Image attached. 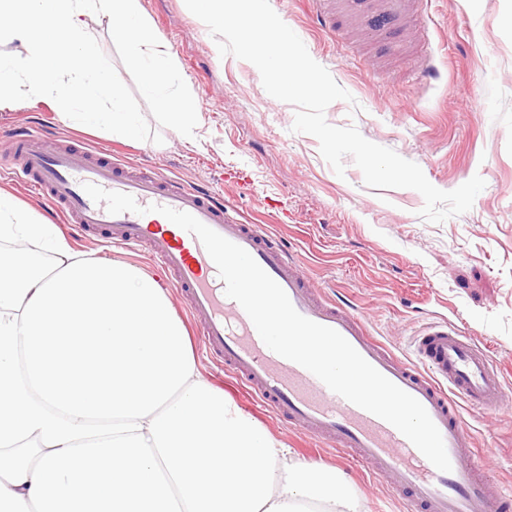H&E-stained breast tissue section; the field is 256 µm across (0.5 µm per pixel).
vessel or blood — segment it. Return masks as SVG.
<instances>
[{"instance_id": "obj_1", "label": "vessel or blood", "mask_w": 512, "mask_h": 512, "mask_svg": "<svg viewBox=\"0 0 512 512\" xmlns=\"http://www.w3.org/2000/svg\"><path fill=\"white\" fill-rule=\"evenodd\" d=\"M375 17L377 35L411 20L410 0H345ZM0 175L46 199L60 221L91 232L105 230L112 244L145 249L163 284L186 299L209 353L223 362L235 385L270 407L289 427L348 453L384 479L405 512H512V493L490 481L474 450L464 412L484 417L512 408V384L496 361L457 323L433 320L397 355L344 301L314 288L299 257L263 225L245 221L221 195L154 167L133 166L104 149L72 139L50 142L35 129L11 135ZM132 195L143 213L110 214L83 183ZM185 211L248 251L284 289L304 317L338 331L373 367L415 397L438 427L452 469L439 471L396 428L331 391L311 372L269 349L252 321L225 294L217 268L195 235L156 213Z\"/></svg>"}]
</instances>
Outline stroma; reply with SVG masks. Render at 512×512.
Returning a JSON list of instances; mask_svg holds the SVG:
<instances>
[{
  "mask_svg": "<svg viewBox=\"0 0 512 512\" xmlns=\"http://www.w3.org/2000/svg\"><path fill=\"white\" fill-rule=\"evenodd\" d=\"M402 51L389 57L359 19L336 16V30L316 22L318 0H270L311 57L353 97L325 112L369 141L417 163L428 181L451 191L473 176L485 188L472 208L440 224L421 219L422 195L369 188L353 161L337 176L318 140L292 132L295 106L264 89L258 69L220 56L207 26L184 0H141L154 29L199 97L193 137L162 129L163 144L125 141L71 126L53 100L33 97L0 106V128L36 127L115 151L132 164L203 183L242 216L291 245L315 285L343 299L395 353L427 321L456 322L486 347L512 379V0H412ZM440 72L425 83L424 61ZM72 247L96 257L155 268L146 253L112 245L70 224ZM204 377L224 386L176 289L168 291ZM488 477L512 487V411L471 419ZM315 463L340 470L355 487L359 512H403L386 486L350 457L318 444Z\"/></svg>",
  "mask_w": 512,
  "mask_h": 512,
  "instance_id": "35a3bbf8",
  "label": "stroma"
}]
</instances>
